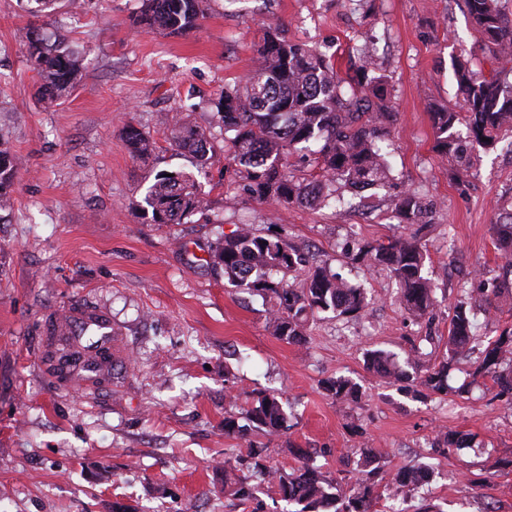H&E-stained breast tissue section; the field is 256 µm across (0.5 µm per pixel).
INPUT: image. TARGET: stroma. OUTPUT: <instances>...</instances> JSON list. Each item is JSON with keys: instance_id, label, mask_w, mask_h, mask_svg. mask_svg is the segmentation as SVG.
<instances>
[{"instance_id": "obj_1", "label": "stroma", "mask_w": 512, "mask_h": 512, "mask_svg": "<svg viewBox=\"0 0 512 512\" xmlns=\"http://www.w3.org/2000/svg\"><path fill=\"white\" fill-rule=\"evenodd\" d=\"M142 0H56L34 17L20 0H0V149L20 161L0 210V512H282L275 490L259 487L248 506L224 490V454L270 447V464L297 465L314 453L330 478L355 475L364 451L384 473L426 463L418 492L442 512H512V403L477 374L479 354L452 362L449 383L464 397L416 396L365 367L382 348L423 370L446 359L448 308L461 295L483 299L500 286L503 250L493 228L512 209V132L472 155L470 176L433 149L430 107L455 105L451 63L499 66L472 25L464 0H207L196 29L167 36L135 21ZM282 36L333 55L339 74L351 48L365 46L385 76L397 121L388 161L393 180L365 208L334 213L301 205L274 208L225 171L224 125L214 107L225 84L256 65L269 24ZM38 31L73 49L81 78L53 107L25 57ZM210 135L217 153L200 178L209 210L185 224H156L137 209L162 170L191 171L171 144L175 118ZM151 136L153 155L133 159L123 130ZM416 189L433 208L420 234L437 304L422 319L402 308L383 267L356 260L359 248L397 228L393 196ZM279 231L301 252L367 293L359 319L311 316L307 343L273 335L268 302L230 285L213 257L239 228ZM106 311L122 335L123 359L103 379L62 383L45 355L51 329L68 309ZM360 385L358 404L336 401L322 380ZM280 394L295 413L290 429L226 435L259 392ZM466 434L449 458L431 450L437 434ZM385 480L376 512L390 504Z\"/></svg>"}]
</instances>
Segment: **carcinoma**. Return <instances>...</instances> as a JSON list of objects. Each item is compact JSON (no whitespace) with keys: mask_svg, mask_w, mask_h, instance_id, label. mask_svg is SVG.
<instances>
[{"mask_svg":"<svg viewBox=\"0 0 512 512\" xmlns=\"http://www.w3.org/2000/svg\"><path fill=\"white\" fill-rule=\"evenodd\" d=\"M467 11L494 59L512 58V22L502 13L500 0H465ZM205 14L204 0H143L137 22L169 34H184L198 27ZM27 61L42 84L40 99L47 105L62 102L75 89L79 76L74 52L61 50L39 37L26 38ZM452 69L457 95L464 112L437 107L429 112L434 149L449 157L459 172L469 173L475 148H493L505 131L512 130V82L497 70L476 76L469 66L455 59ZM224 123V157L233 161L247 182L249 193L259 201L288 207L293 204L326 208L336 213L355 208L359 191L385 186L390 180L386 143L396 121L386 79L373 73L365 61L353 74L342 78L330 56L317 47L293 42L270 26L264 33L258 64L244 83L226 85L216 103ZM126 144L135 159H146L155 150L150 136L133 125L125 131ZM175 147L189 154L197 172L211 165L214 145L205 131L180 119L171 131ZM309 159L315 174L298 176L288 158ZM19 170V159L0 150V207L7 205L10 188ZM155 224H182L207 211V201L194 179L182 170L166 177L155 175L141 204ZM424 204L420 194L405 190L392 200V217L400 224L421 221ZM496 229L506 256L512 255V212L502 217ZM374 263L390 270L405 309L422 317L432 308L434 289L424 275L426 255L417 236L379 241L366 248ZM224 277L237 288H246L274 301L270 312L275 336L289 344L306 343L308 317L332 313L335 317L359 318L367 306L364 290L349 284L313 258L289 246L279 234L257 235L242 229L220 239L214 249ZM302 272L303 286L291 288L275 281L271 272ZM474 312L460 299L452 307L448 330V353L456 356L478 342L473 336ZM512 355V332L488 343L478 368L497 385V396H512V370L500 366ZM63 353L46 354L51 370L63 381H73V368L61 363ZM366 366L382 376L403 381L415 393L423 390L461 396L469 388L448 384V362L414 375L401 369L383 350L366 355ZM324 389L339 400L360 399L357 384L342 376L323 382ZM294 414L272 393L257 397L245 412L252 427L269 435L289 429ZM466 447L456 433L436 438L434 450L449 456ZM251 475H243L231 492L242 502L255 499L259 478L277 489L286 504L282 512H372L376 477L383 472L380 459L371 452L358 463L360 477L354 483L326 478L305 454L291 468L266 465L267 449L250 448ZM428 469L405 465L397 469L391 487L402 500L423 484Z\"/></svg>","mask_w":512,"mask_h":512,"instance_id":"1","label":"carcinoma"}]
</instances>
